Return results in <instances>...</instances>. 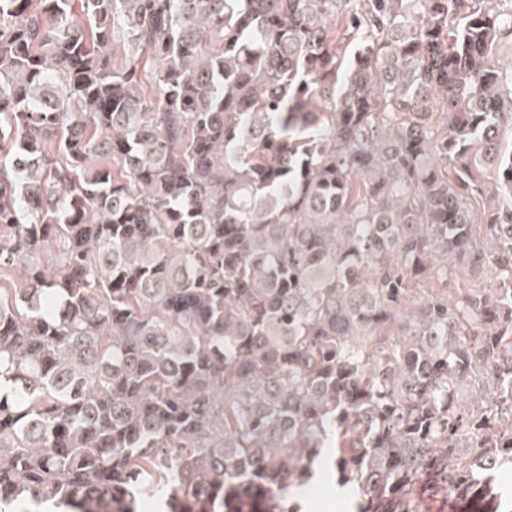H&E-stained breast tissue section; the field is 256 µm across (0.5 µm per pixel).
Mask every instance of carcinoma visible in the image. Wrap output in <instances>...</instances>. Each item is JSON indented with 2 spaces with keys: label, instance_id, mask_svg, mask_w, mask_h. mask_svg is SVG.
Listing matches in <instances>:
<instances>
[{
  "label": "carcinoma",
  "instance_id": "obj_1",
  "mask_svg": "<svg viewBox=\"0 0 512 512\" xmlns=\"http://www.w3.org/2000/svg\"><path fill=\"white\" fill-rule=\"evenodd\" d=\"M490 264L492 288L459 274ZM18 268L0 512L489 494L512 470V0H0Z\"/></svg>",
  "mask_w": 512,
  "mask_h": 512
}]
</instances>
